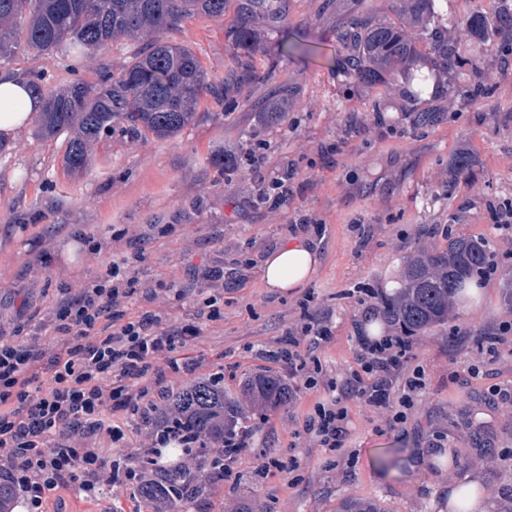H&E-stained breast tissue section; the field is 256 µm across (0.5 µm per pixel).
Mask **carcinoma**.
<instances>
[{"mask_svg":"<svg viewBox=\"0 0 512 512\" xmlns=\"http://www.w3.org/2000/svg\"><path fill=\"white\" fill-rule=\"evenodd\" d=\"M292 5L293 0H0V57L12 56L21 42L39 55H49L65 40L92 52L108 40L149 38L118 75L99 82L78 81L45 98L40 133L51 137L75 129L63 164L77 173L85 166L87 144L111 133L114 121H124L125 131L133 137L169 138L192 123L203 94H217L232 79L254 78L244 61L224 80L211 81L188 47L162 39L161 33L200 12L222 19L232 6L233 41L249 57L256 50L255 21L277 31L288 20ZM394 8L396 22L354 12L336 28V46L344 52L348 75L370 86L414 79L411 70L427 57L446 74L450 96L466 102L489 97L488 84L456 66L458 39L451 29L512 43V0H498L491 19L474 9L456 22L449 20L448 0H399ZM474 164L463 150L448 162V170L457 174ZM486 265L484 244L462 236L448 238L440 249L414 252L405 262L400 292L386 300L391 321L408 336L447 322L458 293ZM241 387L257 408L288 402V386L276 376L248 377ZM167 404L182 411L174 431L198 439L185 451L200 458L207 459L224 446V432L245 424L238 401L224 392V383L208 378L169 392ZM191 482L186 472H156L138 495L145 500L168 496L175 512H190L186 488ZM341 512L384 510L372 501L346 500Z\"/></svg>","mask_w":512,"mask_h":512,"instance_id":"obj_1","label":"carcinoma"}]
</instances>
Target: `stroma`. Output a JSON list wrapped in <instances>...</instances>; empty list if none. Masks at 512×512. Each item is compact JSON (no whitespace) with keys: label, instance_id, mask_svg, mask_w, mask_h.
Listing matches in <instances>:
<instances>
[{"label":"stroma","instance_id":"1","mask_svg":"<svg viewBox=\"0 0 512 512\" xmlns=\"http://www.w3.org/2000/svg\"><path fill=\"white\" fill-rule=\"evenodd\" d=\"M325 0H294L278 32L257 27L252 59L260 81L216 97L204 95L193 123L168 139L133 138L121 125L93 142L85 169L63 165L68 133L45 138L28 127L0 145V324L33 329L60 284L79 286L105 273L113 258L136 261L141 283L161 289L154 304L167 324L200 327L203 337L185 352L193 373H167L170 388L190 377L223 373L238 394L256 373L283 379L293 399L255 408L256 432L232 463L231 485L200 493L191 512H236L261 503L264 512H338L347 499L371 500L385 512H448V485L477 478L486 512H512V406L493 396L512 390V332L495 350L480 335L512 317V257L495 227L492 206L512 200V67H502L496 40L460 37L459 56L479 66L493 92L467 104L451 99L446 76L423 62V92L410 99L385 83L367 87L336 63L340 15ZM232 15H204L165 31L188 46L213 80L237 67ZM302 41L308 56L290 55L281 41ZM139 42L117 39L93 52L38 57L19 52L0 60L38 81L50 94L73 80L98 79L128 65ZM290 90L280 125L260 113L273 95ZM384 111H373L375 101ZM436 109L417 126L412 110ZM263 146L262 174L224 169V150ZM476 163L449 176L460 149ZM287 175L291 195L272 210L256 203L259 176ZM320 252L317 274L290 292L264 288L265 254L291 236L301 215ZM483 242L496 268L483 282L479 305H455L446 323L412 338V366L423 387L403 422L385 407L348 406V436L337 453L315 448L303 419L326 400L324 381L358 367L360 326L368 312L383 315L386 286L400 280L405 258L420 247L445 246L448 237ZM224 274L219 318H208L198 288L205 271ZM328 319L331 337L313 349L320 384L305 389L271 356L285 347L305 310ZM394 454L399 466L379 464ZM297 458L293 472L270 469L264 457ZM125 487L106 499L61 489L47 512H132Z\"/></svg>","mask_w":512,"mask_h":512}]
</instances>
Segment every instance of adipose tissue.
<instances>
[{"mask_svg": "<svg viewBox=\"0 0 512 512\" xmlns=\"http://www.w3.org/2000/svg\"><path fill=\"white\" fill-rule=\"evenodd\" d=\"M40 104L26 80L0 74V140L13 139L31 125ZM319 267V253L312 241L294 236L269 252L263 262L265 287L288 292L304 287Z\"/></svg>", "mask_w": 512, "mask_h": 512, "instance_id": "adipose-tissue-1", "label": "adipose tissue"}]
</instances>
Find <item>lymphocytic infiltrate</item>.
Masks as SVG:
<instances>
[{
    "label": "lymphocytic infiltrate",
    "instance_id": "lymphocytic-infiltrate-1",
    "mask_svg": "<svg viewBox=\"0 0 512 512\" xmlns=\"http://www.w3.org/2000/svg\"><path fill=\"white\" fill-rule=\"evenodd\" d=\"M136 296L153 303L160 293L142 286L123 257L80 287L58 288L33 333L0 327V481L15 488L23 512H44L63 488L93 498L115 486L134 491L151 470L169 465L173 435L147 423L167 399L166 371L184 369L179 354L201 330L192 324L165 328L161 316L149 310L130 314ZM302 333L276 357L293 374L307 372L312 361L300 344L316 347L329 338L317 317ZM359 345L360 371L330 381L328 400L304 420L315 447L329 452L345 446L348 402L405 408L423 386L421 373L403 374L409 337H363ZM400 377L402 394L396 389ZM124 419L142 423L136 445L148 468L112 454L126 441Z\"/></svg>",
    "mask_w": 512,
    "mask_h": 512
}]
</instances>
